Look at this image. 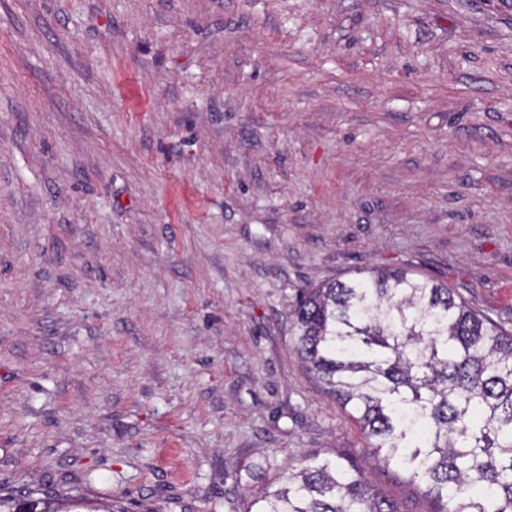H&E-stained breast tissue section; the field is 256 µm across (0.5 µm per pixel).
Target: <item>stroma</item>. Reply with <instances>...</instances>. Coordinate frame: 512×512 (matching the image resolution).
Wrapping results in <instances>:
<instances>
[{
  "instance_id": "obj_1",
  "label": "stroma",
  "mask_w": 512,
  "mask_h": 512,
  "mask_svg": "<svg viewBox=\"0 0 512 512\" xmlns=\"http://www.w3.org/2000/svg\"><path fill=\"white\" fill-rule=\"evenodd\" d=\"M366 267L512 328V0H0V496L247 512L317 453L434 512L292 350Z\"/></svg>"
}]
</instances>
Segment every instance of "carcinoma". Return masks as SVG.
<instances>
[{
    "label": "carcinoma",
    "instance_id": "carcinoma-1",
    "mask_svg": "<svg viewBox=\"0 0 512 512\" xmlns=\"http://www.w3.org/2000/svg\"><path fill=\"white\" fill-rule=\"evenodd\" d=\"M293 349L348 409L368 453L407 472L436 512H512V329L404 270L305 288ZM248 512H401L351 459L303 457ZM58 512L51 491L0 512Z\"/></svg>",
    "mask_w": 512,
    "mask_h": 512
}]
</instances>
